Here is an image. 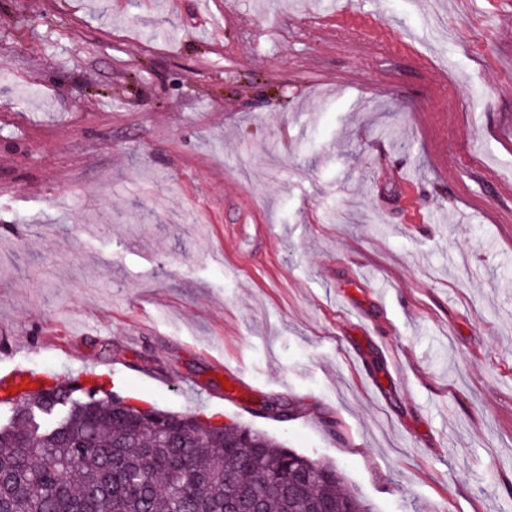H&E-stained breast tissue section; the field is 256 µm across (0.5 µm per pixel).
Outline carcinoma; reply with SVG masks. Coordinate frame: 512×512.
<instances>
[{
  "instance_id": "obj_1",
  "label": "carcinoma",
  "mask_w": 512,
  "mask_h": 512,
  "mask_svg": "<svg viewBox=\"0 0 512 512\" xmlns=\"http://www.w3.org/2000/svg\"><path fill=\"white\" fill-rule=\"evenodd\" d=\"M56 380L7 401L0 512H224L248 495L264 512H371L337 465L232 422H204Z\"/></svg>"
}]
</instances>
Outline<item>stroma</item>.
<instances>
[{"label":"stroma","mask_w":512,"mask_h":512,"mask_svg":"<svg viewBox=\"0 0 512 512\" xmlns=\"http://www.w3.org/2000/svg\"><path fill=\"white\" fill-rule=\"evenodd\" d=\"M324 2L0 0V369L512 512V0Z\"/></svg>","instance_id":"stroma-1"}]
</instances>
